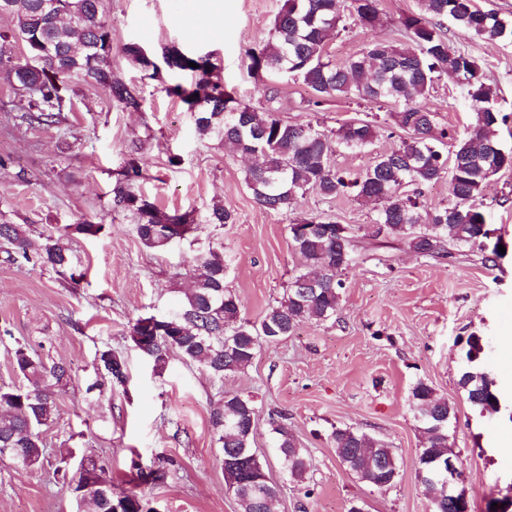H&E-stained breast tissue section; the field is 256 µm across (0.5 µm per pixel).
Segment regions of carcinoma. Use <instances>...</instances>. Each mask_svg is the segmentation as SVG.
Returning a JSON list of instances; mask_svg holds the SVG:
<instances>
[{"label": "carcinoma", "instance_id": "1", "mask_svg": "<svg viewBox=\"0 0 512 512\" xmlns=\"http://www.w3.org/2000/svg\"><path fill=\"white\" fill-rule=\"evenodd\" d=\"M101 0H0V19L12 25L0 29V70H20L17 60L21 46L31 51L39 43L49 50L38 71L27 72L24 103L20 110L31 126L51 127L62 122L68 81L82 82L108 91L119 107L137 111L141 97L136 87L112 70V34L101 15ZM366 28L380 22L378 0H284L274 17L268 39L247 53L248 68L260 75L273 71L300 81L309 91L313 112L329 98L344 96L372 99L393 105L386 113L394 127L403 132L373 164L350 176L330 161L344 150L361 151L372 144V120L354 119L337 129L320 122L288 123L273 112H259L211 80L217 57L196 55L178 46L162 49L161 59L176 75L191 72L197 82L185 87H168L195 117L199 136L216 139L231 152H255L261 163L245 173L244 183L257 203L267 210L288 211L298 196L315 193L324 199L349 194L374 208L372 222L359 227L371 240L407 239L414 252L429 257L445 256V245L482 255L485 265L495 267L501 253L487 238L488 224L483 202L492 175L512 170V151H501L498 127L505 121L496 108L497 92L481 74L477 60L450 46L444 30L448 21L458 29L486 41L512 40V16L479 9L474 0H420V9L400 18L398 39H374L345 63L336 64L329 42L347 28V17ZM125 55L156 76V57L144 55L133 42ZM195 63L196 67L189 66ZM453 74L465 81L467 97L475 113L470 129L461 137L448 135L438 127L436 113L420 103L443 75ZM143 166L137 150L131 149L120 177L111 189L112 207L136 219V233L142 244L163 250L172 234L165 225L169 214L159 209L136 188ZM448 179V203L430 205L422 199L420 187ZM415 187L413 194L402 185ZM309 230L300 234L295 225ZM102 225L84 222L68 224L53 234L34 236L25 224L0 223V261L6 264H40L79 284L70 246L81 235L94 237ZM293 249L302 264L291 277L281 301L253 323L242 314L238 297L224 287L226 265L220 250L212 245L194 261L202 271L184 292L178 311L164 320L166 335L148 347L141 346V317L131 330L135 347L148 356L157 372L168 365L169 352L177 351L187 362L203 367L213 377L246 368L262 343H276L302 322L329 320L340 304L342 275L354 262L353 238L336 234V223L319 215L300 217L288 225ZM467 365L458 385L479 413L498 410L499 400L489 372L475 366L482 349L481 337L465 340ZM13 369L25 385L0 386V458L31 469L43 462L45 446L41 428L56 416V396L72 381L71 367L63 362L47 365L30 347L19 344L13 353ZM94 371L109 382L128 381L126 360L105 345L96 352ZM410 408L419 423L422 448L418 454V478L432 512H458L434 473L436 458L448 450V423L455 408L424 380L410 393ZM258 408L253 399L226 393L210 412V423L224 455L228 490L239 503L240 512H267V500L280 495L281 487L262 478L264 464L253 456L251 442L256 432ZM274 447L289 480L306 485L309 480L308 452L288 426L271 421ZM340 464L358 481L377 489H388L400 477L393 449L373 435L351 428L331 434ZM68 487L82 500L93 503L96 512H141L136 495L112 497V481L105 468L93 458L78 469L77 479Z\"/></svg>", "mask_w": 512, "mask_h": 512}]
</instances>
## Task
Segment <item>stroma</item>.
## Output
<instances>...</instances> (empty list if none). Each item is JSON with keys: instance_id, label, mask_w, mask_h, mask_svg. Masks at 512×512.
Instances as JSON below:
<instances>
[{"instance_id": "35a3bbf8", "label": "stroma", "mask_w": 512, "mask_h": 512, "mask_svg": "<svg viewBox=\"0 0 512 512\" xmlns=\"http://www.w3.org/2000/svg\"><path fill=\"white\" fill-rule=\"evenodd\" d=\"M282 0H102L112 32V69L143 98L137 112L122 110L101 88L74 82L62 124L21 123L17 94L0 83V221L29 225L32 234L90 222L94 237H75L74 254L85 272L80 284L32 265L0 264V386L20 384L12 367L17 344L33 347L48 363L70 364L74 380L58 393L57 418L43 433L46 456L25 469L0 460V512H88L62 482L90 455L112 479V494L135 492L153 512H238L224 482L223 453L210 424V409L224 393L254 397L259 407L253 451L282 485L275 512H347L359 500L366 512H431L416 477L419 438L409 406L417 380L429 382L454 404L448 430L459 457L471 512H490L512 499V171L485 190L488 221L508 244L498 266L475 252L453 259L421 256L403 241L383 246L358 243L343 277L333 319L308 320L285 339L262 344L252 363L224 379L171 354L163 372L134 346L138 318L167 317L177 308L195 273L198 251L224 253V285L243 313L259 322L281 300L299 265L288 226L316 214L358 228L370 206L344 195L325 200L309 193L292 210L258 205L243 178L249 158L203 139L179 98L162 78H146L126 57L135 42L160 54L175 44L191 53H215L227 91L261 111L302 123L312 114L301 83L283 76L254 75L247 53L267 40ZM382 23L371 29L348 24L328 51L342 63L375 38L397 34L400 18L419 0H379ZM450 45L478 60L497 88L498 110L508 115L500 137L512 147V42H487L463 30H447ZM422 104L439 126L465 132L474 113L450 77L437 81ZM138 147L145 177L141 191L167 212L194 213L195 241L163 250L144 247L136 221L113 210L110 190L131 147ZM224 206L234 223L216 227L204 218ZM483 338L478 363L500 393L495 413L472 408L457 381L465 366V340ZM124 356L129 380L88 391L92 362L102 346ZM282 417L311 459L308 487L287 481L270 437V421ZM336 427L370 433L394 449L399 482L382 491L354 479L330 441ZM163 468L157 483L138 484L137 469Z\"/></svg>"}]
</instances>
